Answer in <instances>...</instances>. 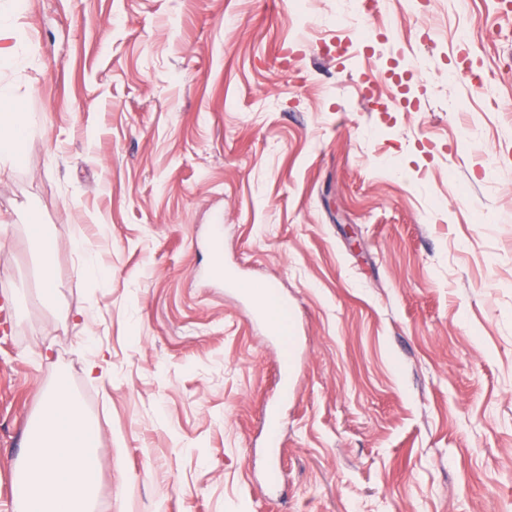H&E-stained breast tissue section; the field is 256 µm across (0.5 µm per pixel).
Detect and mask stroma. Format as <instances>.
Returning a JSON list of instances; mask_svg holds the SVG:
<instances>
[{
	"instance_id": "35a3bbf8",
	"label": "stroma",
	"mask_w": 512,
	"mask_h": 512,
	"mask_svg": "<svg viewBox=\"0 0 512 512\" xmlns=\"http://www.w3.org/2000/svg\"><path fill=\"white\" fill-rule=\"evenodd\" d=\"M344 5L24 0L32 62L0 83L43 127L0 169V512L61 379L100 428L96 512H512V14ZM248 315L247 320L250 323H260L266 327L268 335H278L280 327L274 326L268 314L269 296L267 289L254 288L247 298ZM263 418L267 431L268 453L274 457L280 453L281 447H283L278 408L275 405H266Z\"/></svg>"
}]
</instances>
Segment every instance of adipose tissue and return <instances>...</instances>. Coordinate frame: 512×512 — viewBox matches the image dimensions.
Masks as SVG:
<instances>
[{"mask_svg": "<svg viewBox=\"0 0 512 512\" xmlns=\"http://www.w3.org/2000/svg\"><path fill=\"white\" fill-rule=\"evenodd\" d=\"M19 19L18 0H0V62L13 67L26 61L15 40ZM41 126L40 117L21 111L9 87L1 86L0 166L18 165L26 136ZM98 436L97 423L68 385L58 382L44 399L16 466L15 512H95Z\"/></svg>", "mask_w": 512, "mask_h": 512, "instance_id": "1", "label": "adipose tissue"}]
</instances>
